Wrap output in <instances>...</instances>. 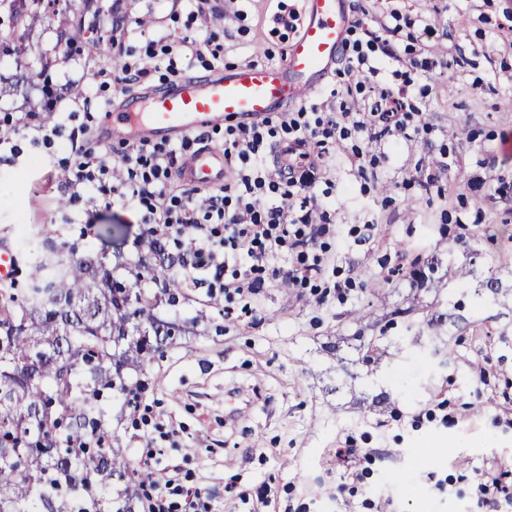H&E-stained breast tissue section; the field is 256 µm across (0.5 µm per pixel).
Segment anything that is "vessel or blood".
<instances>
[{
  "mask_svg": "<svg viewBox=\"0 0 512 512\" xmlns=\"http://www.w3.org/2000/svg\"><path fill=\"white\" fill-rule=\"evenodd\" d=\"M349 23L341 0H303L300 29L283 62L237 65L160 92L130 94L123 107L110 114L106 136L182 138L227 118L250 122L301 104L330 73ZM229 175L223 150L208 146L185 161L180 180L209 188L224 184Z\"/></svg>",
  "mask_w": 512,
  "mask_h": 512,
  "instance_id": "vessel-or-blood-1",
  "label": "vessel or blood"
}]
</instances>
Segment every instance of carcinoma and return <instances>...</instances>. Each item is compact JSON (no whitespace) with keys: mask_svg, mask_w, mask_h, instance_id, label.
<instances>
[{"mask_svg":"<svg viewBox=\"0 0 512 512\" xmlns=\"http://www.w3.org/2000/svg\"><path fill=\"white\" fill-rule=\"evenodd\" d=\"M0 0L13 23L36 19L27 2ZM175 260L153 248L135 267L153 293L118 281L92 252L67 264L36 262L23 297L0 298V512H136L152 479L112 448L92 447L107 425L108 393L127 390L124 371L159 352L179 325L157 317L183 283Z\"/></svg>","mask_w":512,"mask_h":512,"instance_id":"1","label":"carcinoma"}]
</instances>
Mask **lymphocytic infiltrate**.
Here are the masks:
<instances>
[{"instance_id": "lymphocytic-infiltrate-1", "label": "lymphocytic infiltrate", "mask_w": 512, "mask_h": 512, "mask_svg": "<svg viewBox=\"0 0 512 512\" xmlns=\"http://www.w3.org/2000/svg\"><path fill=\"white\" fill-rule=\"evenodd\" d=\"M401 32L397 24L344 42L341 62L354 81L343 93L361 96L363 110L338 102L341 92L334 89L330 104L301 105L281 121L268 116L227 125L224 157L234 169V180L207 196L170 194L177 154L145 141L132 143L118 160L104 146L87 153L66 186L75 191L111 181L113 202L138 213L143 236L162 247L175 246L183 280L196 288L223 289L225 302L257 294L278 274L276 262L284 256L290 260L289 283L305 285L312 274L323 271L325 262L311 243L330 231L328 224L312 218L320 209L313 189L325 156L305 153L306 143L318 138L373 142L393 132L404 136L421 131L416 122L420 112L409 100L411 71L396 50ZM161 51L170 77L181 76L188 61L218 54L211 39L191 36ZM387 63L393 66L390 85L382 78ZM276 137L288 158L282 165L267 160ZM473 493L495 512L501 499L512 497V471H482Z\"/></svg>"}]
</instances>
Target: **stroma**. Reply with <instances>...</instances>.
I'll list each match as a JSON object with an SVG mask.
<instances>
[{
  "label": "stroma",
  "instance_id": "1",
  "mask_svg": "<svg viewBox=\"0 0 512 512\" xmlns=\"http://www.w3.org/2000/svg\"><path fill=\"white\" fill-rule=\"evenodd\" d=\"M224 16L202 29L194 0H61L56 11L0 39L25 53L0 55V246L14 250L12 285L32 259L86 252H146L139 216L97 190L71 202L60 174L81 150L73 129L100 124L126 86L101 81L109 42L69 44L76 23L131 29L124 59L146 38L206 31L223 49L216 70L284 61L294 34L274 24L301 0H210ZM350 18L380 30L410 18L402 57L432 58L414 104L429 133L369 143L376 167L358 170L350 145L330 147L316 190H330L329 222L343 249L317 287L276 282L224 315L223 295L188 287L156 313L186 328L160 356L129 374L136 404L112 395V445L132 468H155L200 491L211 512H477L474 470L512 468V427L497 425L512 394V0H343ZM435 28L424 37V24ZM194 62L187 75H204ZM58 99L52 144L42 140L43 85ZM90 94L91 113L73 104ZM29 113L27 125L16 124ZM450 166L440 169V158ZM119 224L123 235L101 227ZM341 288H334V281ZM376 340V352L365 343ZM490 374L477 385L480 370ZM354 445L355 467L337 449Z\"/></svg>",
  "mask_w": 512,
  "mask_h": 512
}]
</instances>
